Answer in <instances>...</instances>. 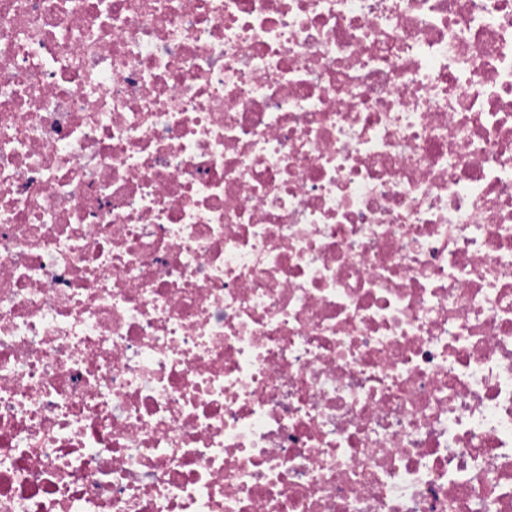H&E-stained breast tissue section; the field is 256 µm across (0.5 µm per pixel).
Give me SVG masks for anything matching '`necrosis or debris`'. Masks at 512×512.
I'll return each mask as SVG.
<instances>
[{
  "mask_svg": "<svg viewBox=\"0 0 512 512\" xmlns=\"http://www.w3.org/2000/svg\"><path fill=\"white\" fill-rule=\"evenodd\" d=\"M0 512H512V0H0Z\"/></svg>",
  "mask_w": 512,
  "mask_h": 512,
  "instance_id": "1",
  "label": "necrosis or debris"
}]
</instances>
